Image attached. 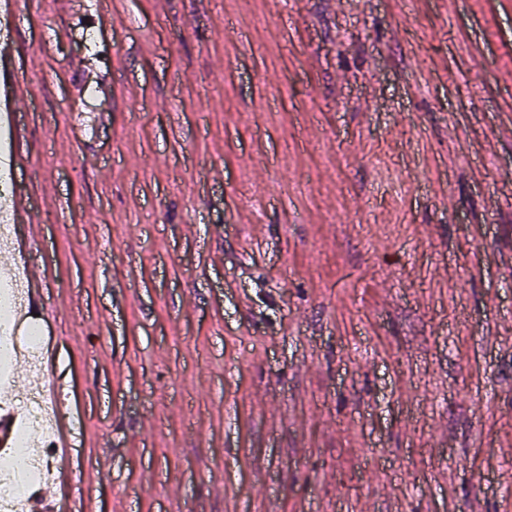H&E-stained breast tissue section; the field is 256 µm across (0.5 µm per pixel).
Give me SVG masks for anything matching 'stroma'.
<instances>
[{
    "instance_id": "stroma-1",
    "label": "stroma",
    "mask_w": 512,
    "mask_h": 512,
    "mask_svg": "<svg viewBox=\"0 0 512 512\" xmlns=\"http://www.w3.org/2000/svg\"><path fill=\"white\" fill-rule=\"evenodd\" d=\"M109 2L0 27L73 512H512V0ZM51 397L58 400L59 409L54 418V429L60 438V447L71 448L72 447V421L68 415V409L65 404V400L61 395V389L59 385L53 386L49 389Z\"/></svg>"
}]
</instances>
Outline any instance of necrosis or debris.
Instances as JSON below:
<instances>
[{"label":"necrosis or debris","instance_id":"obj_1","mask_svg":"<svg viewBox=\"0 0 512 512\" xmlns=\"http://www.w3.org/2000/svg\"><path fill=\"white\" fill-rule=\"evenodd\" d=\"M24 302L19 289L0 298V376L8 375L18 353H26L33 378L24 398L8 399L0 409L12 413L20 425L11 437L9 447L0 448V512H28L32 491L55 479L53 465L54 434L50 419L55 412L45 396L49 377L43 370L42 349L44 330L39 324L28 326L24 338H17L9 313L17 311Z\"/></svg>","mask_w":512,"mask_h":512}]
</instances>
